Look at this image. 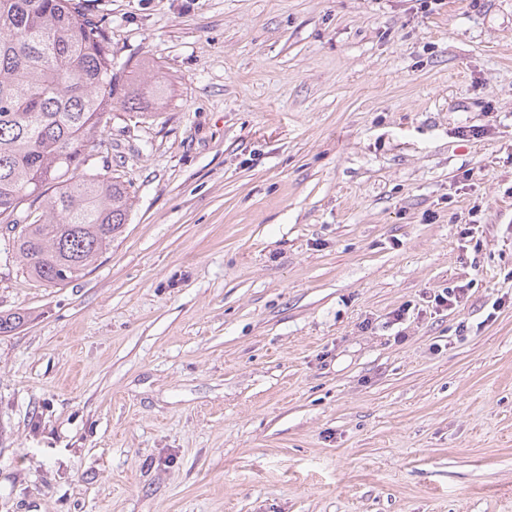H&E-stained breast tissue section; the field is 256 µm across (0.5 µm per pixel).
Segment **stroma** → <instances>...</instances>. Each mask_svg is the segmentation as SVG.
I'll list each match as a JSON object with an SVG mask.
<instances>
[{
    "label": "stroma",
    "mask_w": 512,
    "mask_h": 512,
    "mask_svg": "<svg viewBox=\"0 0 512 512\" xmlns=\"http://www.w3.org/2000/svg\"><path fill=\"white\" fill-rule=\"evenodd\" d=\"M86 7L165 95L88 274L0 229V512H512V0Z\"/></svg>",
    "instance_id": "stroma-1"
}]
</instances>
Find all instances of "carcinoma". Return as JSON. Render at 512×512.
<instances>
[{
	"label": "carcinoma",
	"instance_id": "cac0c4a2",
	"mask_svg": "<svg viewBox=\"0 0 512 512\" xmlns=\"http://www.w3.org/2000/svg\"><path fill=\"white\" fill-rule=\"evenodd\" d=\"M106 43L83 0H0V224L41 283L85 276L128 218L124 183L86 170L116 92Z\"/></svg>",
	"mask_w": 512,
	"mask_h": 512
}]
</instances>
